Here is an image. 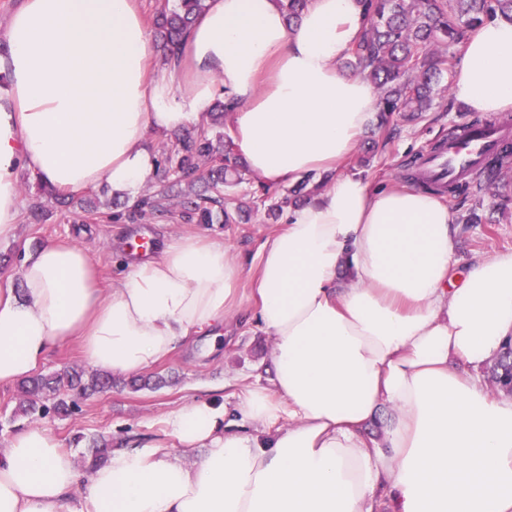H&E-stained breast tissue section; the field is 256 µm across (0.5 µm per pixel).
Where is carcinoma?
Segmentation results:
<instances>
[{
  "label": "carcinoma",
  "instance_id": "cac0c4a2",
  "mask_svg": "<svg viewBox=\"0 0 512 512\" xmlns=\"http://www.w3.org/2000/svg\"><path fill=\"white\" fill-rule=\"evenodd\" d=\"M288 25L298 22L310 0H277ZM367 29L346 52L345 66L360 71L379 91V128H387L396 115L409 120L435 109L443 84L453 67L449 48L461 28H473L488 18L512 21V0H362ZM205 8V0H177L163 6L156 19L159 47L164 55L174 52L194 18ZM233 101L216 102L209 121L175 135L161 155L162 177L149 186L133 206L115 204L112 222L134 223L148 215L171 216L169 201L179 202V218L192 224H239L247 220L251 207L224 198V188L251 180V174L235 151L233 138L224 132V111ZM512 145H504L488 166L489 190L507 187ZM320 188L311 178L300 180L284 202L300 204ZM74 196L57 194L38 185L35 215L47 206L67 207ZM512 373V346L506 347L492 368L497 390L509 394L503 380ZM112 374L83 372L67 367L22 379L17 384L19 404L13 419L51 422L78 410L79 401L112 389ZM112 453V443L89 439V468L103 465Z\"/></svg>",
  "mask_w": 512,
  "mask_h": 512
}]
</instances>
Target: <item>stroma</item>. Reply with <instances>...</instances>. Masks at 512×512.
Instances as JSON below:
<instances>
[{"mask_svg":"<svg viewBox=\"0 0 512 512\" xmlns=\"http://www.w3.org/2000/svg\"><path fill=\"white\" fill-rule=\"evenodd\" d=\"M470 117V112L462 110L452 96H445L424 120L415 124L398 121L397 135L371 156L368 165H357L349 158L338 171L360 176L374 187L394 184L396 175L404 174L407 161L427 155L433 145L447 138L451 125L467 122ZM482 200V223L459 226L457 268L461 271L479 258L512 250V193L488 191ZM284 226V221L269 219L262 208L252 211L245 224H184L176 219L116 224L103 215L79 210L56 211L44 223L33 224L28 214H21L15 238L0 243V256L12 258L9 265L0 264V279L17 277L26 253L51 241H66L89 252L99 286L108 293L120 273L118 262L129 255L133 242L189 234L223 240L243 270L238 306L225 322L224 335L214 353H206L199 346L177 349L152 369L153 374L165 378L163 387L136 391L120 384L106 395L81 401L78 412L50 424L63 447L82 454L84 445L74 442L75 435L82 434L111 440L116 448H130L140 436L160 433L166 415L183 403L212 399L228 405L243 386H271L273 338L249 318L255 310L250 281L262 245Z\"/></svg>","mask_w":512,"mask_h":512,"instance_id":"1","label":"stroma"}]
</instances>
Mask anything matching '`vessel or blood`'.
Listing matches in <instances>:
<instances>
[{
	"label": "vessel or blood",
	"mask_w": 512,
	"mask_h": 512,
	"mask_svg": "<svg viewBox=\"0 0 512 512\" xmlns=\"http://www.w3.org/2000/svg\"><path fill=\"white\" fill-rule=\"evenodd\" d=\"M512 141V128L487 125L449 138L441 149L429 155L425 173L447 181L477 180L485 162L506 142Z\"/></svg>",
	"instance_id": "obj_1"
}]
</instances>
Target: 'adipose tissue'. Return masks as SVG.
Instances as JSON below:
<instances>
[{"label": "adipose tissue", "mask_w": 512, "mask_h": 512, "mask_svg": "<svg viewBox=\"0 0 512 512\" xmlns=\"http://www.w3.org/2000/svg\"><path fill=\"white\" fill-rule=\"evenodd\" d=\"M365 27L359 0H311L294 27L277 0H207L158 75L139 0H21L0 38V242L22 174L136 201L157 168L150 136L220 97L252 173L329 186L259 254L271 387L230 410L182 404L166 441L113 452L85 483L49 429L23 428L0 453V512H512V400L479 376L512 340V251L455 277L458 227L437 194L337 174L378 111L371 81L339 66ZM460 50L453 98L511 112L512 21L485 20ZM241 277L223 242L176 236L106 295L85 249L43 244L0 281V384L74 336L96 368L148 371L223 327Z\"/></svg>", "instance_id": "ef3b65f1"}]
</instances>
